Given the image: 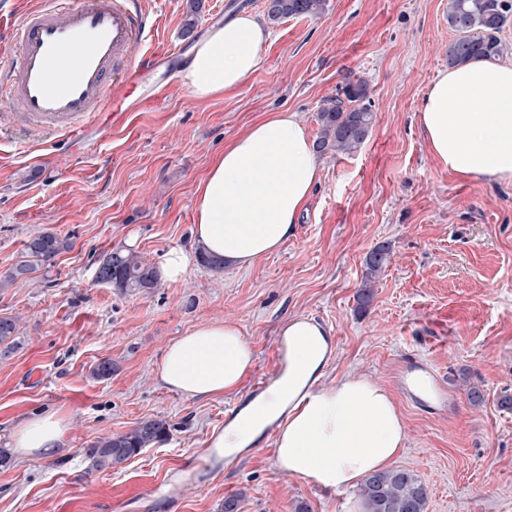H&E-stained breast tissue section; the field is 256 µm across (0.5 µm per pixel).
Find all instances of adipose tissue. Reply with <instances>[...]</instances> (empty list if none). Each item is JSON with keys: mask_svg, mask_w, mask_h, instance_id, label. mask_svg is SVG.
<instances>
[{"mask_svg": "<svg viewBox=\"0 0 512 512\" xmlns=\"http://www.w3.org/2000/svg\"><path fill=\"white\" fill-rule=\"evenodd\" d=\"M271 37L255 15L238 14L196 43L179 78L199 100L232 90L257 69ZM417 117L431 154L449 171L512 182V64L478 59L440 72ZM319 178L315 143L296 113L256 121L213 160L195 194L193 247L170 249L160 277L182 280L196 250L237 268L277 251L294 233ZM280 336L285 370L263 396L212 432L209 457L218 463L236 456L271 432L277 468L323 488L351 489L389 469L406 440L389 392L348 376L303 398L324 374L333 352L330 332L294 316ZM254 363L236 324L204 323L167 346L159 379L185 398L205 399L237 390ZM65 429L55 412L27 418L12 432L11 451L20 460L52 456Z\"/></svg>", "mask_w": 512, "mask_h": 512, "instance_id": "adipose-tissue-1", "label": "adipose tissue"}]
</instances>
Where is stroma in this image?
Instances as JSON below:
<instances>
[{
    "mask_svg": "<svg viewBox=\"0 0 512 512\" xmlns=\"http://www.w3.org/2000/svg\"><path fill=\"white\" fill-rule=\"evenodd\" d=\"M156 24L150 41L176 56L158 72L165 97L70 142L10 120L0 138V274L25 259L39 231L71 248L0 290V318L19 321L0 354V448L25 418L59 412L54 457L0 468V512H351L358 491L288 476L270 440L221 465L204 451L224 409L245 405L268 375L291 316L330 329L323 384L356 374L393 397L406 429L395 462L429 490L427 512H512V183L463 178L430 153L416 120L455 38L448 0H327L314 19L272 22L261 64L239 87L200 101L178 71L196 42L265 0H202L193 32L187 0H135ZM370 88L372 131L350 155L321 156L320 180L294 235L251 267L192 263L184 279L136 295L95 280L100 258L123 246L159 264L189 247L194 197L215 155L268 112L297 113L318 135L319 110L347 81ZM391 245L389 266L360 307L366 255ZM238 324L255 364L237 392L191 400L164 387L166 347L195 326ZM428 359L451 387L455 409L437 415L400 390L394 370ZM112 359V377L92 370ZM485 395L470 405L468 384ZM168 420L167 440L122 467L101 470L88 444L140 421Z\"/></svg>",
    "mask_w": 512,
    "mask_h": 512,
    "instance_id": "1",
    "label": "stroma"
}]
</instances>
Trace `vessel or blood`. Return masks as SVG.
Returning a JSON list of instances; mask_svg holds the SVG:
<instances>
[{"label": "vessel or blood", "instance_id": "1", "mask_svg": "<svg viewBox=\"0 0 512 512\" xmlns=\"http://www.w3.org/2000/svg\"><path fill=\"white\" fill-rule=\"evenodd\" d=\"M17 54L0 74V96L37 127L62 135L82 133L135 90L165 61L142 50L153 25L128 0H42L21 17L0 21ZM402 378L431 377L418 407L447 413L448 386L417 356L404 359Z\"/></svg>", "mask_w": 512, "mask_h": 512}]
</instances>
